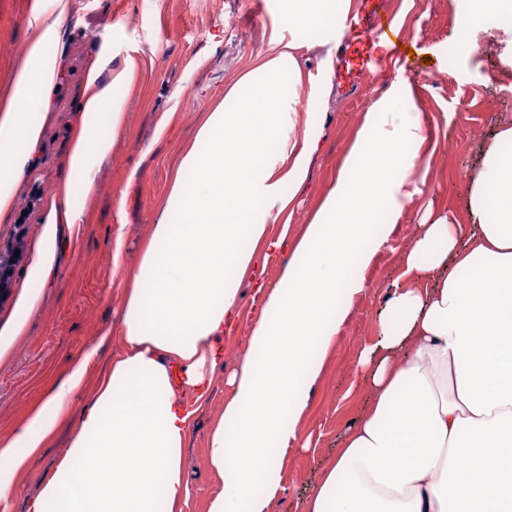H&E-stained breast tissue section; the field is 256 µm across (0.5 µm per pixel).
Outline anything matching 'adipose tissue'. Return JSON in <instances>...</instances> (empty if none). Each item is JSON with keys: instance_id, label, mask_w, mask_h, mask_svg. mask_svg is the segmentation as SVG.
<instances>
[{"instance_id": "obj_1", "label": "adipose tissue", "mask_w": 512, "mask_h": 512, "mask_svg": "<svg viewBox=\"0 0 512 512\" xmlns=\"http://www.w3.org/2000/svg\"><path fill=\"white\" fill-rule=\"evenodd\" d=\"M350 4L283 0L280 24L292 39L272 32L207 113L128 282L124 350L26 512H182L192 413L175 388L209 382L238 313L241 278L285 249L290 260L279 281L257 291L207 450L223 482L207 512H271L289 450L310 445L298 429L308 390L355 298L369 289L364 271L375 249L417 191L425 141L421 115L410 109L412 85L390 86L365 113L335 185L301 235L271 237L321 138L312 120L318 95L298 96L310 79L302 51L335 24L337 6ZM62 19L33 9L26 62L0 106V219L37 141L33 112L57 71L45 48L59 40ZM491 19L512 29V0H473L457 27L462 50ZM128 78L123 69L110 85L89 86L71 156L85 175L81 190L112 149L123 119L117 90ZM104 120L107 133L94 132ZM508 142L511 126L498 131L470 176L467 223L432 217L405 246L375 340L357 359L368 398L307 512H512V154L501 150ZM95 353L88 348L0 438V499L17 490L29 459L71 412Z\"/></svg>"}]
</instances>
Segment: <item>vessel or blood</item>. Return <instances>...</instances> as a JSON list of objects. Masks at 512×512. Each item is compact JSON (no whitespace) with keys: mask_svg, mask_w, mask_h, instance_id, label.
I'll list each match as a JSON object with an SVG mask.
<instances>
[{"mask_svg":"<svg viewBox=\"0 0 512 512\" xmlns=\"http://www.w3.org/2000/svg\"><path fill=\"white\" fill-rule=\"evenodd\" d=\"M342 24L345 39L330 65V75L338 90L357 88L364 78L379 70L382 60L404 58L387 0H357Z\"/></svg>","mask_w":512,"mask_h":512,"instance_id":"obj_1","label":"vessel or blood"}]
</instances>
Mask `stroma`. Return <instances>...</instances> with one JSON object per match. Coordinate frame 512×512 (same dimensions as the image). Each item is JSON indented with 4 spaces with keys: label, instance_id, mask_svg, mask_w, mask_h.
I'll use <instances>...</instances> for the list:
<instances>
[{
    "label": "stroma",
    "instance_id": "stroma-1",
    "mask_svg": "<svg viewBox=\"0 0 512 512\" xmlns=\"http://www.w3.org/2000/svg\"><path fill=\"white\" fill-rule=\"evenodd\" d=\"M413 58L389 63L383 75L356 90L337 93L325 66L338 30L304 51L322 106L314 119L323 129L303 190L288 224L272 235L301 234L336 182V173L370 105L395 81L411 82L425 117L423 152L430 155L424 184L403 206L399 224L365 270L371 284L357 297L331 346L321 377L310 389L299 424L313 449L295 448L285 462L288 481L272 512H304L308 492L336 451V442L358 419L366 384L354 369L359 351L375 337L384 297L401 273L400 253L426 215L463 219L465 177L481 167L494 134L512 126V38L495 29L478 32L469 55L456 51L461 0H388ZM35 0H0V101L8 99L30 43L28 19ZM281 0H65L55 81L37 119L31 162L20 174L12 211L0 221V247L17 244L21 261L9 295L0 304V436L20 425L45 387L63 378L91 339L103 337L95 369L120 355L126 275L137 272L144 237L165 207L181 155L192 148L205 112L224 98L226 86L261 51L277 26ZM132 66L124 98L123 127L111 152L97 165L86 192H68L81 180L70 158L91 80L106 84ZM79 215L63 224V208ZM288 261L279 255L239 283L240 317L224 341L223 369L189 422L184 466L191 494L183 512H207L221 482L206 462L208 439L229 394L226 373L238 361L239 342L255 314L258 285L276 282ZM76 409L54 441L31 458L20 489L0 512H25L80 425Z\"/></svg>",
    "mask_w": 512,
    "mask_h": 512
}]
</instances>
